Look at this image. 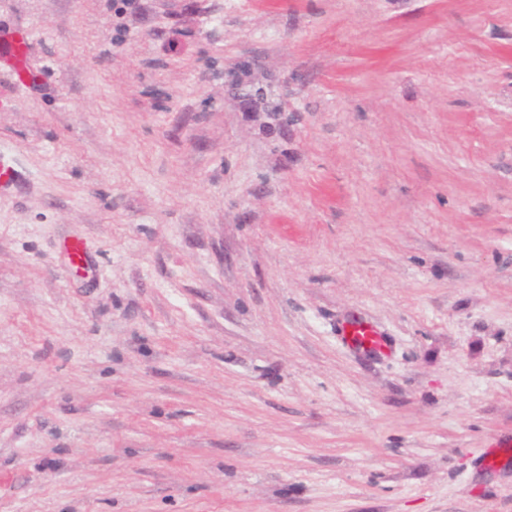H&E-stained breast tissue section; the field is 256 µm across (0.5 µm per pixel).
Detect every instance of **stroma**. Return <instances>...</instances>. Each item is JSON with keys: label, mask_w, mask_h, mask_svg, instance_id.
Here are the masks:
<instances>
[{"label": "stroma", "mask_w": 512, "mask_h": 512, "mask_svg": "<svg viewBox=\"0 0 512 512\" xmlns=\"http://www.w3.org/2000/svg\"><path fill=\"white\" fill-rule=\"evenodd\" d=\"M13 27L43 79L0 70V512H512V0ZM343 341L354 350L364 354L379 355L387 347L386 338L370 322L362 318H351L340 329Z\"/></svg>", "instance_id": "35a3bbf8"}]
</instances>
